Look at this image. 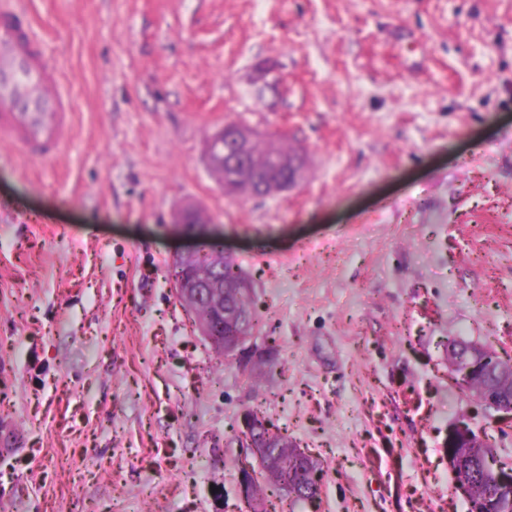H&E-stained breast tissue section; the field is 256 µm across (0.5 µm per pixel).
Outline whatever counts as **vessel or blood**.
I'll return each mask as SVG.
<instances>
[{
    "instance_id": "vessel-or-blood-1",
    "label": "vessel or blood",
    "mask_w": 512,
    "mask_h": 512,
    "mask_svg": "<svg viewBox=\"0 0 512 512\" xmlns=\"http://www.w3.org/2000/svg\"><path fill=\"white\" fill-rule=\"evenodd\" d=\"M73 116L22 0H0V143L30 157L54 155L73 134Z\"/></svg>"
}]
</instances>
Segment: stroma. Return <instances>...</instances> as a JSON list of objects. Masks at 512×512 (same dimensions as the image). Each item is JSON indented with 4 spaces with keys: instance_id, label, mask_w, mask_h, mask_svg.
Here are the masks:
<instances>
[{
    "instance_id": "obj_1",
    "label": "stroma",
    "mask_w": 512,
    "mask_h": 512,
    "mask_svg": "<svg viewBox=\"0 0 512 512\" xmlns=\"http://www.w3.org/2000/svg\"><path fill=\"white\" fill-rule=\"evenodd\" d=\"M26 2L75 124L51 159L0 147V512H245L256 407L323 470L295 512H468L449 429L512 467L448 369L452 337L512 358V0ZM230 122L301 180L224 193ZM212 242L279 351L249 379L172 288ZM210 219L204 209L198 205H188L177 210L174 217V224H179L187 233H192L205 224H209Z\"/></svg>"
}]
</instances>
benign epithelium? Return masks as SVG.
Segmentation results:
<instances>
[{
	"instance_id": "1",
	"label": "benign epithelium",
	"mask_w": 512,
	"mask_h": 512,
	"mask_svg": "<svg viewBox=\"0 0 512 512\" xmlns=\"http://www.w3.org/2000/svg\"><path fill=\"white\" fill-rule=\"evenodd\" d=\"M259 140V134L244 125L226 124L208 137L207 158L213 172L220 176L224 191H234L242 184L256 186L265 196L287 191L303 176L304 155L292 158L274 157L265 167H256L249 161V150ZM174 223L187 233H192L211 223L204 209L188 205L177 210ZM230 255L222 246L197 248L181 253L173 259L175 277L172 285L177 298L187 303H204L212 318L198 324L200 335L210 345L221 346V351L238 361L241 373L251 375L260 365L275 361L274 350H252L250 340L254 335L248 317L239 306L243 295L253 291L252 280L244 274L224 278V261ZM448 365L455 373L457 385L465 389L476 373L486 369L497 375L479 396L485 405L512 413V359H500L488 348L462 340L448 346ZM243 443L251 448L258 466L245 463L238 473L240 497L246 512H266L265 503L251 494L255 468L283 472L291 476L303 473L312 456L298 447L274 423L261 413L246 411L240 418ZM448 467L456 488L463 494L470 490V470L467 466L469 448H485L487 443L469 427L458 425L448 433ZM512 493V469L494 470V481L486 497L473 507L474 512H495L502 495Z\"/></svg>"
}]
</instances>
